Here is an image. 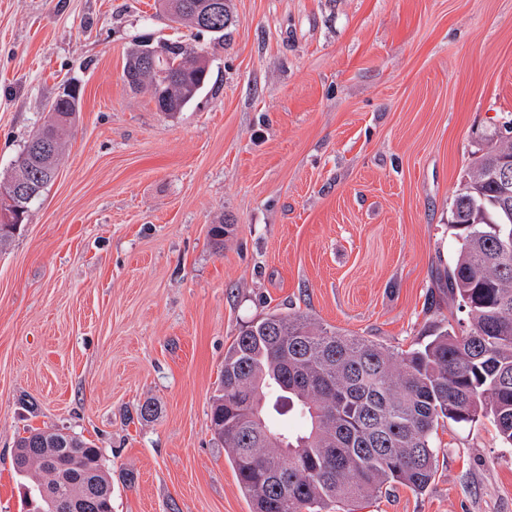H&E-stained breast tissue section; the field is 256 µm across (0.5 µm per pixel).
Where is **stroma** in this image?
Listing matches in <instances>:
<instances>
[{
    "mask_svg": "<svg viewBox=\"0 0 512 512\" xmlns=\"http://www.w3.org/2000/svg\"><path fill=\"white\" fill-rule=\"evenodd\" d=\"M155 2L0 0V184L61 85L82 90L57 178L0 246V512H25L16 439L47 429L100 448L112 512H250L209 429L245 325L301 311L399 353L469 329L449 224L512 126V0H229L220 37ZM142 38L208 58L182 111L128 87ZM434 443L424 491L355 512H512L488 420Z\"/></svg>",
    "mask_w": 512,
    "mask_h": 512,
    "instance_id": "35a3bbf8",
    "label": "stroma"
}]
</instances>
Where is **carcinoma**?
<instances>
[{
    "label": "carcinoma",
    "mask_w": 512,
    "mask_h": 512,
    "mask_svg": "<svg viewBox=\"0 0 512 512\" xmlns=\"http://www.w3.org/2000/svg\"><path fill=\"white\" fill-rule=\"evenodd\" d=\"M174 23L196 26L204 0H158ZM228 5L200 32L224 36ZM171 76L157 83L142 66L141 43L126 58L129 84L169 112L182 111L204 87L205 56L187 58L180 42L170 48ZM48 118L14 163L0 195V210L29 206L56 177L61 131L77 112L67 101ZM512 151V126L490 139L457 190L450 228L461 240L448 267V293L467 311L464 335L440 326L434 337L401 355L373 340L329 329L302 312H272L240 331L224 353V369L209 415L251 512H329L332 504L367 503L398 484L421 492L431 483L441 421L489 419L500 441L512 446V246L511 224L474 223L472 204L496 198L485 171L497 153ZM278 392L274 410L296 412L301 430L271 422L263 400ZM16 471L30 512H59L58 501L82 497L84 512H112V484L101 450L68 433L34 431L15 444Z\"/></svg>",
    "instance_id": "carcinoma-1"
}]
</instances>
